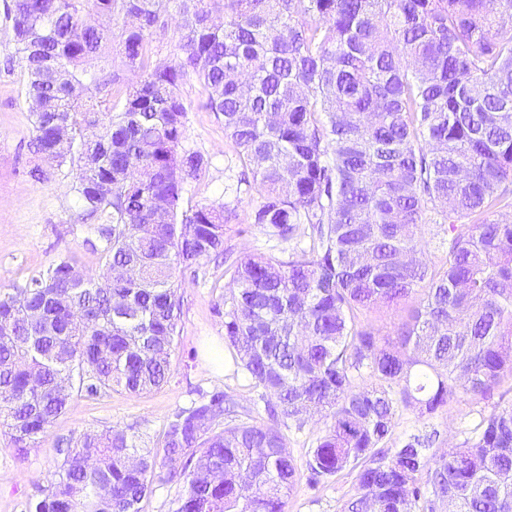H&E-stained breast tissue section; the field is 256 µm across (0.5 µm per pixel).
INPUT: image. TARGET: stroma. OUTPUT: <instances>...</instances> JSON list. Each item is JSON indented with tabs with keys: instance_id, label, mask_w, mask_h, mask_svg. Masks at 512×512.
Listing matches in <instances>:
<instances>
[{
	"instance_id": "1",
	"label": "stroma",
	"mask_w": 512,
	"mask_h": 512,
	"mask_svg": "<svg viewBox=\"0 0 512 512\" xmlns=\"http://www.w3.org/2000/svg\"><path fill=\"white\" fill-rule=\"evenodd\" d=\"M12 44L11 28L0 21V289L9 292L24 288L31 277L68 256L87 273H98L103 267L87 244L91 231L70 192V167L55 170L47 181L29 175L41 159L29 148L33 118L20 97L24 68ZM182 91L189 106L184 145L198 151L206 163L201 178L188 188L191 204L224 202L235 208L237 218L225 244L236 254L287 256L288 243L269 236L251 219L261 196L255 184L242 183L245 164L226 138L223 124L204 109L202 85L191 77ZM228 281L220 258L194 271L178 270L182 313L170 377L161 388L139 396L118 390L100 397H75L50 427L43 446L23 455L0 440V512H30L61 460L58 441L88 430L121 431L134 425L158 449L177 411L224 391L233 392L249 410L252 423L269 424L257 390L224 358V317L217 306L224 301ZM491 407L489 401L463 395L431 420L420 417L415 409L403 408L396 417L394 435L399 438L432 426L440 431L441 447L446 450L462 443ZM354 493V478L347 473L314 486L304 480L289 499L288 512H339Z\"/></svg>"
}]
</instances>
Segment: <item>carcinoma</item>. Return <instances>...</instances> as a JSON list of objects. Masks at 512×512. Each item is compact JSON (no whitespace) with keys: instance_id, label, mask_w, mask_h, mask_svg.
I'll return each instance as SVG.
<instances>
[{"instance_id":"obj_1","label":"carcinoma","mask_w":512,"mask_h":512,"mask_svg":"<svg viewBox=\"0 0 512 512\" xmlns=\"http://www.w3.org/2000/svg\"><path fill=\"white\" fill-rule=\"evenodd\" d=\"M172 6L180 56L155 59ZM4 17L30 146L75 170L106 259L0 290L7 443L41 447L76 395L166 383L176 272L219 255L224 346L271 421L216 392L176 414L160 454L133 426L85 431L33 512H141L159 465L182 479L169 512H286L304 469L315 484L355 475L340 512H512V406L445 453L435 429L392 439L401 407L433 419L461 394L512 392V0H5ZM114 40L134 84L112 72ZM191 74L252 169L253 223L308 246L234 258L235 209L189 204L205 169L183 147ZM380 304L404 312L393 338L364 319ZM315 415L330 423L302 467L281 427ZM434 218L433 211H427L423 216V226H422V239L423 242L426 243L425 248V256L428 262L437 264L442 258V250L438 249V244L436 243V239L432 238L433 231L432 227L428 226V224H432Z\"/></svg>"}]
</instances>
